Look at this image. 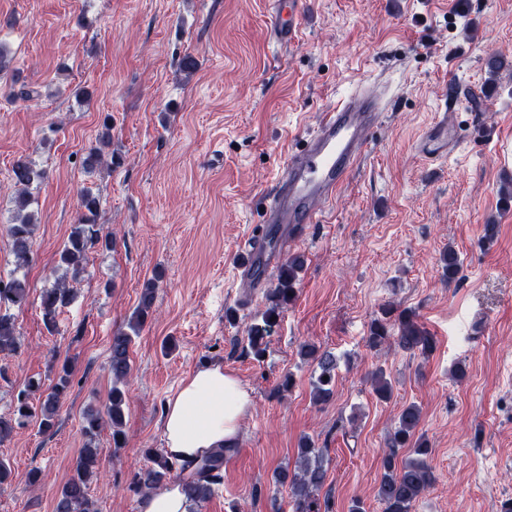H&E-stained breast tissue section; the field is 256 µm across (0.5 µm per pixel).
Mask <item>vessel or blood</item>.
I'll list each match as a JSON object with an SVG mask.
<instances>
[{
    "label": "vessel or blood",
    "mask_w": 512,
    "mask_h": 512,
    "mask_svg": "<svg viewBox=\"0 0 512 512\" xmlns=\"http://www.w3.org/2000/svg\"><path fill=\"white\" fill-rule=\"evenodd\" d=\"M307 0H273L270 28L277 42L293 44ZM387 99L375 89L357 87L321 114L303 145L289 150L270 188L260 224L241 246V270L248 287H263L267 273L286 256L288 242L301 239L308 225L322 221L321 208L359 165L383 123Z\"/></svg>",
    "instance_id": "1"
}]
</instances>
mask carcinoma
<instances>
[{"label": "carcinoma", "mask_w": 512, "mask_h": 512, "mask_svg": "<svg viewBox=\"0 0 512 512\" xmlns=\"http://www.w3.org/2000/svg\"><path fill=\"white\" fill-rule=\"evenodd\" d=\"M102 134L98 145L90 148L84 157L83 165L92 171L102 164L121 165V159L114 153L104 154L103 148L111 140L112 120L105 116ZM12 179L17 190L14 197V214L11 233L14 238L16 267H24L30 262L33 227L36 224L34 212L29 210L33 190L44 179V171L29 156L18 157L12 166ZM100 209L98 195L89 188L80 195V210L77 224L72 226L67 241L59 254V264L64 274L55 284L44 289L41 294L43 320L48 329L55 326L56 317L68 307L73 299L67 284V277L77 278L84 270L88 253L96 247L108 248L112 245V234L104 231L97 223ZM444 276L448 282L457 280L462 268L459 255L452 249L441 257ZM304 259L300 255H290L281 263L278 282L265 291V309L259 318L248 327L246 336L247 351L257 361L266 352L268 338L278 325L281 313L292 303L296 294V284ZM156 280L148 281L142 291L139 303L128 321L127 330L112 336L108 361L112 387L107 402L101 410L85 414L82 433L86 438L83 448L71 468V474L64 483L56 499L55 512H98L97 505L89 495L90 484L102 467L105 449L96 443L101 429L111 430L113 450L125 445L122 429L124 407L128 399L127 386L131 375L130 349L133 337L152 312ZM28 297L26 280L17 277L7 281L0 279V310L21 306ZM366 346L374 352H381L392 346L422 356L431 354L436 348V340L415 319L408 310L397 311L389 307L382 316L375 318L365 339ZM19 348L14 321L10 314L0 313V353H12ZM304 355L316 363L318 375L313 383L312 402L316 406L329 404L334 395L337 361L329 351L322 353L311 345L302 346ZM73 367L70 361L62 363L56 383L46 392H40L38 382H29L28 389L19 392L13 415H0V443L6 440L15 428L24 425L32 418L39 420V429L46 433L55 426V418L70 387ZM373 392L381 400L391 398L392 386L383 369L371 374ZM40 392L37 402H31V394ZM421 422L420 408L410 403L400 410L396 425L389 436L387 447L382 449V468L377 498L382 512H412L415 503L435 482V475L427 462L430 448L427 440L418 434ZM411 449V456L399 459V449ZM232 452L230 448H217L195 461H179L152 448L146 450L147 464L133 477L137 492L147 494L159 489L163 482L176 471L183 476L182 486L193 508L205 502L211 495L213 485L222 479L224 458ZM322 450L315 443L304 439L298 448V462L294 470L277 473V482L288 484L292 512H321V506L329 502H319L318 492L326 480Z\"/></svg>", "instance_id": "cac0c4a2"}]
</instances>
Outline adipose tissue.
Instances as JSON below:
<instances>
[{
	"mask_svg": "<svg viewBox=\"0 0 512 512\" xmlns=\"http://www.w3.org/2000/svg\"><path fill=\"white\" fill-rule=\"evenodd\" d=\"M250 394L222 367L211 366L188 376L164 409V439L169 456L191 459L217 448H233Z\"/></svg>",
	"mask_w": 512,
	"mask_h": 512,
	"instance_id": "1",
	"label": "adipose tissue"
}]
</instances>
